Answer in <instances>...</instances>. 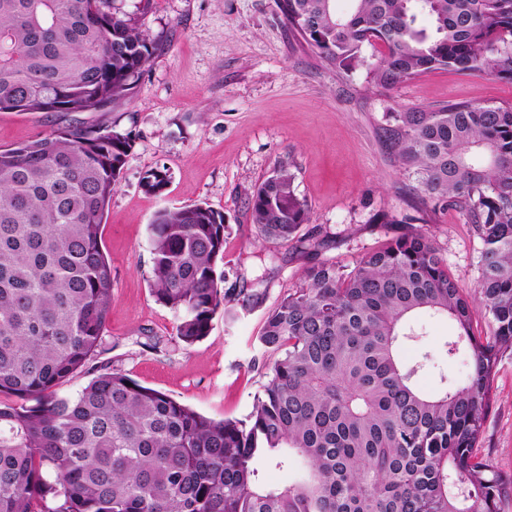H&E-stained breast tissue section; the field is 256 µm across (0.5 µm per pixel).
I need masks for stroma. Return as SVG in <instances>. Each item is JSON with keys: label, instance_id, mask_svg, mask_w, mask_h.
Masks as SVG:
<instances>
[{"label": "stroma", "instance_id": "35a3bbf8", "mask_svg": "<svg viewBox=\"0 0 512 512\" xmlns=\"http://www.w3.org/2000/svg\"><path fill=\"white\" fill-rule=\"evenodd\" d=\"M157 42L154 56L127 95L105 112L78 120L136 135L106 207L102 249L112 268V305L101 349L85 370L58 389L69 396L94 374L118 370L216 419L244 418L267 381L257 336L262 319L312 263L350 265L382 241L418 229L432 234L448 273L464 292L480 275L481 243L448 207L423 203L416 183L382 139L389 115L448 102L512 104V84L488 74L438 70L382 88L364 69L343 76L288 28L277 0H115ZM62 112H0V146L12 147L68 123ZM294 174L297 197L311 213L299 243L258 239L249 201L278 166ZM167 169L161 194L143 174ZM205 203L228 229L222 266L227 287L262 283L266 295L234 322L216 314L209 336L175 345L172 312L149 288L148 226L164 207ZM392 223H384V216ZM318 243L302 251L301 240ZM420 335L405 344L406 361L432 358L416 384L432 394L441 376L466 381L467 353L448 356V318L415 315ZM512 477V347L502 349L484 433L475 450Z\"/></svg>", "mask_w": 512, "mask_h": 512}]
</instances>
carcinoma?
<instances>
[{"instance_id": "carcinoma-1", "label": "carcinoma", "mask_w": 512, "mask_h": 512, "mask_svg": "<svg viewBox=\"0 0 512 512\" xmlns=\"http://www.w3.org/2000/svg\"><path fill=\"white\" fill-rule=\"evenodd\" d=\"M280 0L292 31L339 74L381 87L436 70L512 82V0ZM377 48L367 57L366 46ZM156 42L113 0H0V112L103 111L144 71ZM383 137L425 200L458 210L482 242L467 296L434 240L413 230L352 265L320 261L264 315L274 357L246 419L216 420L114 370L73 396L57 387L101 348L112 271L105 205L135 137L67 126L0 147V512H500L512 480L478 458L498 353L512 346V106L448 103L391 113ZM166 169L141 186L163 192ZM261 240L293 242L310 210L280 166L250 199ZM224 214L164 207L150 224V287L186 346L224 288ZM490 319L475 334L474 303ZM444 314L446 353L470 352L467 382L415 384L430 360L399 349L413 315ZM297 465L266 483L260 463Z\"/></svg>"}]
</instances>
